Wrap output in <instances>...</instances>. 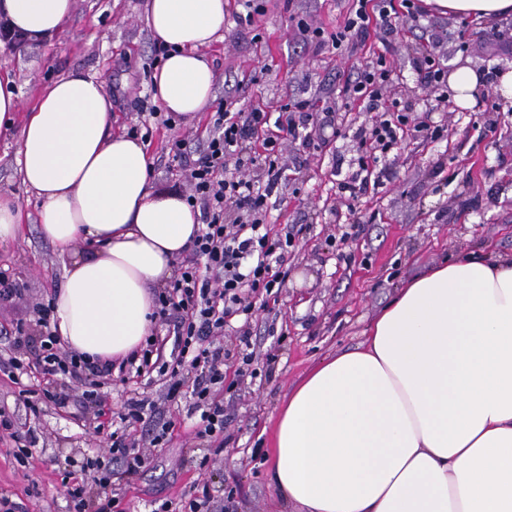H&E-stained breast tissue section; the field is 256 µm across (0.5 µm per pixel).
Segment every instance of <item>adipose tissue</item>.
Wrapping results in <instances>:
<instances>
[{
  "mask_svg": "<svg viewBox=\"0 0 512 512\" xmlns=\"http://www.w3.org/2000/svg\"><path fill=\"white\" fill-rule=\"evenodd\" d=\"M474 20L512 17V0H429ZM225 0H146L145 23L174 46L152 75L164 112L194 121L216 74ZM73 0H0V15L49 41ZM24 112L16 163L64 259L59 336L75 352L125 357L151 332L153 293L199 229L184 198L157 194L146 144L112 129L104 80L78 71L23 109L0 76V131ZM86 242L81 255L76 243ZM271 480L305 512H512V255L471 252L398 289L365 340L327 357L281 408Z\"/></svg>",
  "mask_w": 512,
  "mask_h": 512,
  "instance_id": "ef3b65f1",
  "label": "adipose tissue"
}]
</instances>
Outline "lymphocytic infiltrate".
Masks as SVG:
<instances>
[{
  "label": "lymphocytic infiltrate",
  "mask_w": 512,
  "mask_h": 512,
  "mask_svg": "<svg viewBox=\"0 0 512 512\" xmlns=\"http://www.w3.org/2000/svg\"><path fill=\"white\" fill-rule=\"evenodd\" d=\"M399 9L411 18L421 11L416 0H356L335 33L307 24L301 25L300 33L304 41L339 50L354 37L376 29L387 47L395 32L392 16ZM392 73L385 55H378L376 62L347 82L345 90L363 99L367 111H376ZM312 118L306 100L280 105L274 113L262 108L247 112L219 109L197 159H190L186 140L173 141L175 159L190 166L187 200L199 207L202 224L179 278L154 298L155 317L173 330L170 360L159 359V339L154 335L116 364L64 351L51 329L52 306L42 301L34 306L31 323L0 326V335L15 348H35L31 358L13 356L0 362V368L17 381L31 370L50 381L66 377L78 381L85 387L86 408L95 411L104 401L101 380L112 371L157 372L165 379L160 399L173 402L190 392L192 408L199 414L197 439L213 453H221L227 442L228 418L219 395L226 373L234 371L241 379L260 375L247 322L256 298L278 300L294 246L293 233L275 231L268 224L267 199L281 178L280 159L288 138ZM258 162L266 170L262 182L247 176L249 166ZM238 317L245 323L235 327L236 344H221L226 327H233Z\"/></svg>",
  "instance_id": "f902f5d3"
}]
</instances>
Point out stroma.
I'll return each instance as SVG.
<instances>
[{
	"mask_svg": "<svg viewBox=\"0 0 512 512\" xmlns=\"http://www.w3.org/2000/svg\"><path fill=\"white\" fill-rule=\"evenodd\" d=\"M73 2L71 19L52 42L20 49L1 45L0 73L13 78L26 107L69 71L102 78L112 93L113 128L153 130L147 150L159 193L186 194V173L168 143L185 136L191 145H203L217 108L272 111L297 99L314 106V120L299 129L283 154L285 200L269 213L270 221L297 229L288 279L278 302L255 306L250 322L256 355L273 360L270 376L225 391L232 439L204 468L192 453L197 418L188 401L160 406L161 420L170 425L168 442L150 449L144 473L121 490L128 512H149L157 499L187 498L204 483L215 499L227 500L224 512H294L274 489L266 461L292 386L323 358L357 345L403 281L484 245L512 253V98L503 95L499 81L512 70V51L484 39L494 30L512 42V17L490 25L430 9L416 21L397 18L390 51H383L372 30L339 52L300 42L296 24L305 19L336 32L353 0H268L254 26L238 23L232 2L223 41L206 51L217 75L213 104L199 120L167 128L140 109L160 63L157 41L144 21L145 0ZM425 52L447 71L471 60L490 94L475 92L471 106L461 108L444 89L423 88L413 60ZM381 53L395 73L383 98L407 115L408 131L372 164L379 175L375 187L346 201L337 186L356 173V131L370 127L373 115L343 88ZM18 145V131L0 132V192L26 215L21 237L0 243V270L27 287L14 305L0 306L5 326L31 318L33 303L48 300L64 283L63 260L40 228L41 203L17 173ZM161 389L157 373L123 378L115 372L103 387L102 419L71 407L36 416L19 400V385L0 372V406L36 438L23 464L13 442L0 440V494L24 512H74L67 487L89 482L84 459L106 455L100 442L109 433L111 413L133 392L154 398Z\"/></svg>",
	"mask_w": 512,
	"mask_h": 512,
	"instance_id": "35a3bbf8",
	"label": "stroma"
}]
</instances>
